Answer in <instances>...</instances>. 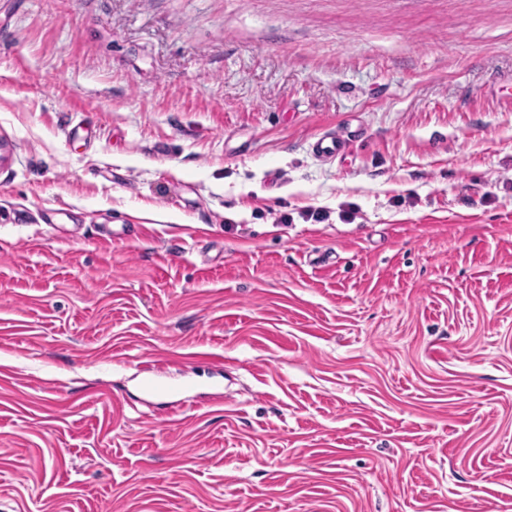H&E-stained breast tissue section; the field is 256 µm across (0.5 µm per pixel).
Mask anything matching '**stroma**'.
<instances>
[{
	"instance_id": "1",
	"label": "stroma",
	"mask_w": 512,
	"mask_h": 512,
	"mask_svg": "<svg viewBox=\"0 0 512 512\" xmlns=\"http://www.w3.org/2000/svg\"><path fill=\"white\" fill-rule=\"evenodd\" d=\"M0 512H512V0H0ZM350 131H341L333 136H325L314 143L313 150L321 158L332 159L340 155L350 140Z\"/></svg>"
}]
</instances>
